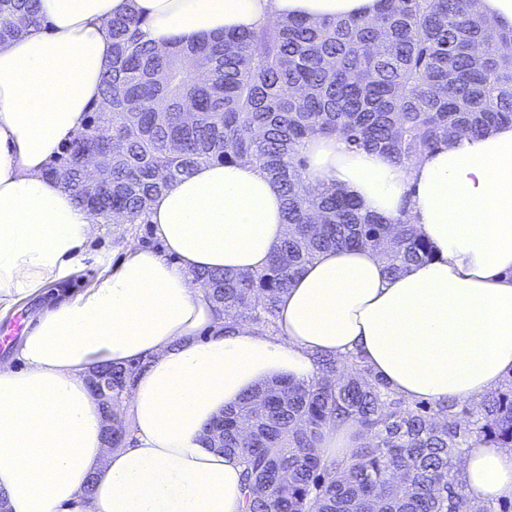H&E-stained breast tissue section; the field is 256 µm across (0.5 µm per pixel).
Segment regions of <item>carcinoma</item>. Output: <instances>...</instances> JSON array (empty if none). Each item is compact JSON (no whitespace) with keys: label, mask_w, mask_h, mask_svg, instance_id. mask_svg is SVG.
Masks as SVG:
<instances>
[{"label":"carcinoma","mask_w":512,"mask_h":512,"mask_svg":"<svg viewBox=\"0 0 512 512\" xmlns=\"http://www.w3.org/2000/svg\"><path fill=\"white\" fill-rule=\"evenodd\" d=\"M476 0H381L371 18H284L238 34L143 41L145 19L108 22L112 61L86 128L48 175L114 224H144L150 201L208 163H250L284 198L288 234L254 272L196 274L225 324L276 329L277 305L304 266L328 248L382 252L398 274L432 259L413 224L361 212L347 193L303 179V143L341 134L399 165L455 134L512 123V27L479 15ZM40 25L36 0H0V42ZM112 147L93 186L82 159ZM308 383L278 379L224 410L222 452L243 463L246 512H476L464 494L470 441L512 448V378L484 399L407 402L357 357H314ZM140 366H105L112 384ZM355 422L364 442L334 461L324 430Z\"/></svg>","instance_id":"obj_1"}]
</instances>
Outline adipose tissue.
Masks as SVG:
<instances>
[{
	"label": "adipose tissue",
	"instance_id": "adipose-tissue-1",
	"mask_svg": "<svg viewBox=\"0 0 512 512\" xmlns=\"http://www.w3.org/2000/svg\"><path fill=\"white\" fill-rule=\"evenodd\" d=\"M44 23L0 43V316L72 275L96 216L47 177L83 130L112 60L106 23L132 10L164 49L285 17L374 16L380 0H39ZM313 188L407 219L432 260L390 274L371 248L328 249L278 302L276 334L224 316L198 272L257 271L287 233L280 189L248 163L195 168L156 194L159 248L130 249L46 308L0 363V491L10 512H243L239 457L205 429L260 384L309 382L315 355L358 356L409 401L477 400L512 376V124L461 134L401 166L337 134L306 141ZM142 364L106 450L86 379ZM98 481L92 498L83 490ZM475 503L512 499V449H465Z\"/></svg>",
	"mask_w": 512,
	"mask_h": 512
}]
</instances>
